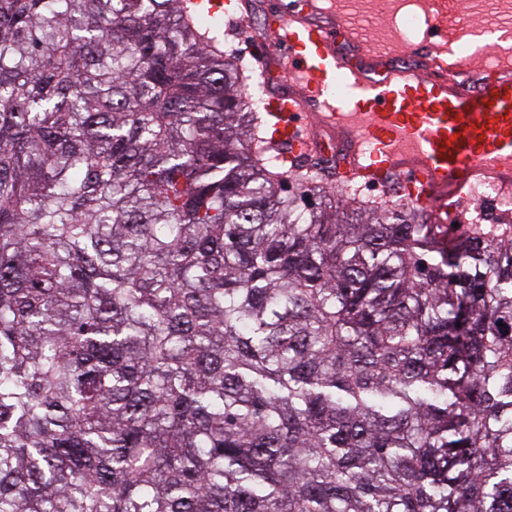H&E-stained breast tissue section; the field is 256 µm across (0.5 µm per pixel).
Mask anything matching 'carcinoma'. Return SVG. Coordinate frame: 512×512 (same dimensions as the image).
I'll return each instance as SVG.
<instances>
[{
  "label": "carcinoma",
  "instance_id": "1",
  "mask_svg": "<svg viewBox=\"0 0 512 512\" xmlns=\"http://www.w3.org/2000/svg\"><path fill=\"white\" fill-rule=\"evenodd\" d=\"M247 79L0 0V512H512V237L273 164Z\"/></svg>",
  "mask_w": 512,
  "mask_h": 512
}]
</instances>
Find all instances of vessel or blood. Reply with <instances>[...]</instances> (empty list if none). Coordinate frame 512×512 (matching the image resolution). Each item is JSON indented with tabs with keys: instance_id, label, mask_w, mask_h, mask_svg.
<instances>
[{
	"instance_id": "vessel-or-blood-1",
	"label": "vessel or blood",
	"mask_w": 512,
	"mask_h": 512,
	"mask_svg": "<svg viewBox=\"0 0 512 512\" xmlns=\"http://www.w3.org/2000/svg\"><path fill=\"white\" fill-rule=\"evenodd\" d=\"M462 4L297 0L268 13L282 86L267 107L279 158L333 152L340 176L423 207L432 224L447 223L479 184L512 192V49L496 52L475 81L463 79L460 47L472 31ZM383 9L395 18L413 13L436 33L429 57L437 73L407 65L416 43L406 35L369 36L366 20ZM308 123L328 140L315 145L303 133Z\"/></svg>"
}]
</instances>
